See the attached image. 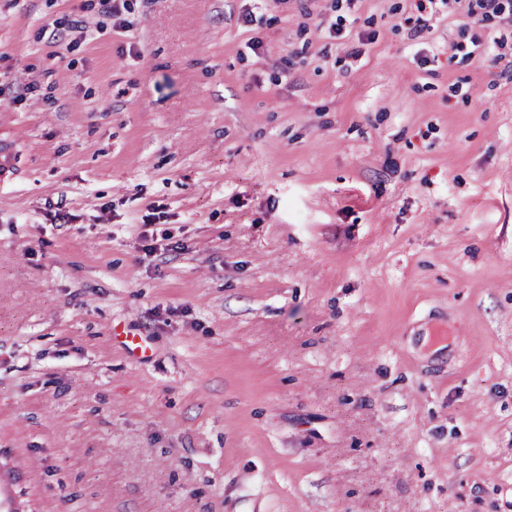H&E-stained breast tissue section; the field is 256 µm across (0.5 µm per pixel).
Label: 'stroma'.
<instances>
[{
	"label": "stroma",
	"mask_w": 512,
	"mask_h": 512,
	"mask_svg": "<svg viewBox=\"0 0 512 512\" xmlns=\"http://www.w3.org/2000/svg\"><path fill=\"white\" fill-rule=\"evenodd\" d=\"M503 4L0 0L15 512H512ZM112 334V337L133 355H142L143 358L148 357L150 349L142 335L129 331L113 332Z\"/></svg>",
	"instance_id": "obj_1"
}]
</instances>
